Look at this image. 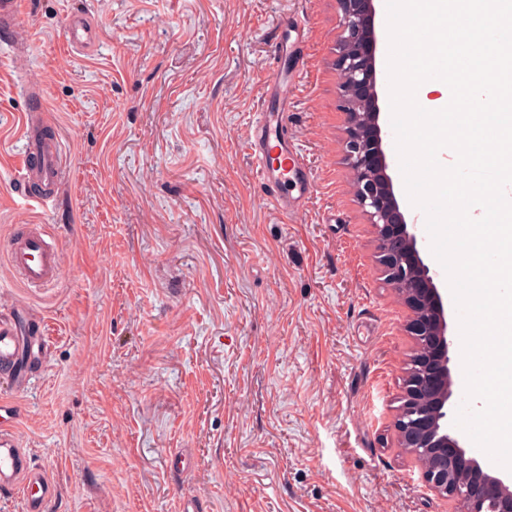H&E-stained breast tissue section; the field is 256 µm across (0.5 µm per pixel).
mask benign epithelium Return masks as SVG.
Here are the masks:
<instances>
[{
    "label": "benign epithelium",
    "instance_id": "7a95c632",
    "mask_svg": "<svg viewBox=\"0 0 512 512\" xmlns=\"http://www.w3.org/2000/svg\"><path fill=\"white\" fill-rule=\"evenodd\" d=\"M342 34L336 55L344 115L346 162L356 178L355 197L376 230L379 262L391 283L407 290L417 345L415 377L408 380L396 427L401 446L414 450L423 478L457 501L459 512H512V480L485 472L466 455L452 425V377L447 305L424 262L415 225L395 198L383 149L377 92L374 0H337Z\"/></svg>",
    "mask_w": 512,
    "mask_h": 512
}]
</instances>
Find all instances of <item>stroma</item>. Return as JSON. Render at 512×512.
<instances>
[{"mask_svg":"<svg viewBox=\"0 0 512 512\" xmlns=\"http://www.w3.org/2000/svg\"><path fill=\"white\" fill-rule=\"evenodd\" d=\"M0 30V302L40 317L42 373L17 394L47 512H456L402 448L416 345L345 161L336 0H14ZM292 14L288 132L315 184L285 216L247 149L258 76ZM81 14L93 50L68 45ZM67 156L63 197L20 208L26 85ZM48 225L64 280L25 288L11 227ZM191 449L171 477L167 454Z\"/></svg>","mask_w":512,"mask_h":512,"instance_id":"35a3bbf8","label":"stroma"}]
</instances>
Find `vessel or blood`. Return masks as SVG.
I'll return each instance as SVG.
<instances>
[{"label":"vessel or blood","mask_w":512,"mask_h":512,"mask_svg":"<svg viewBox=\"0 0 512 512\" xmlns=\"http://www.w3.org/2000/svg\"><path fill=\"white\" fill-rule=\"evenodd\" d=\"M96 41V30L81 15L69 25L72 48L85 50ZM291 73L278 67L260 74L266 109L257 113L248 138L258 183L276 209L298 210L314 186L286 128ZM22 114L24 154L18 194L26 207L56 204L67 179V163L57 128L43 115L47 110L40 88H27ZM8 271L29 288L57 285L64 274L63 250L45 225L17 224L6 246ZM48 345L43 329L20 327L14 317L0 319V496L21 497L24 512H46L57 489L43 467L22 446L20 409L14 400L31 379V368L45 360Z\"/></svg>","instance_id":"vessel-or-blood-1"}]
</instances>
